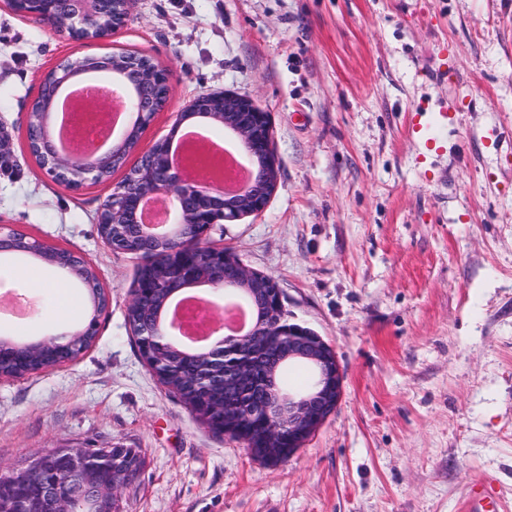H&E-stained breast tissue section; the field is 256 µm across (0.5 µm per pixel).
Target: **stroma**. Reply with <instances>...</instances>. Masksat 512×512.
Returning a JSON list of instances; mask_svg holds the SVG:
<instances>
[{"label":"stroma","mask_w":512,"mask_h":512,"mask_svg":"<svg viewBox=\"0 0 512 512\" xmlns=\"http://www.w3.org/2000/svg\"><path fill=\"white\" fill-rule=\"evenodd\" d=\"M126 52L168 69L165 108L141 149L169 137L198 94L250 95L280 163L265 210L216 225L281 291L288 323L336 352V410L282 463L205 425L159 383L131 334L142 264L102 239V204L138 161L74 192L27 148L43 74ZM448 112L435 141L409 120ZM0 225L96 270L110 306L76 361L0 380V472L52 448H133L142 466L117 512H461L491 482L512 512V0H134L112 39L78 45L0 0ZM35 257L0 261V336L67 326Z\"/></svg>","instance_id":"1"}]
</instances>
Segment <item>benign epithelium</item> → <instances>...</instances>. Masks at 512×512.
I'll use <instances>...</instances> for the list:
<instances>
[{
    "instance_id": "1",
    "label": "benign epithelium",
    "mask_w": 512,
    "mask_h": 512,
    "mask_svg": "<svg viewBox=\"0 0 512 512\" xmlns=\"http://www.w3.org/2000/svg\"><path fill=\"white\" fill-rule=\"evenodd\" d=\"M70 28L67 38L82 44L85 33L95 29L96 20L107 11L108 0H66ZM53 0H11L14 13L22 17L52 19ZM85 73L120 74L123 85L134 93L127 96V111L136 114L134 128L146 127L166 102H155L150 94L154 82L170 97L168 69L118 62L112 55L83 56L64 61L47 71L42 79L48 92L35 98L27 125V147L33 156L45 159L43 169L72 191L105 177L107 160H117L138 147L130 136L104 154L88 146L67 151L57 147L52 132L51 109L59 90ZM114 89L90 95L84 107L89 113L107 110ZM204 118L232 131L247 150L254 179L242 191L226 195L205 183H188L171 161L170 140L154 143L141 153L133 175L115 187L100 210L101 237L113 250L147 258L146 273L138 276L132 289L129 314H145L132 329L143 360L156 377L163 372L182 374L184 383L204 393L224 387L240 391L235 406L188 407L212 429L234 436L247 444L257 459L277 463L302 448L327 417L337 408L343 393L344 376L333 348L311 330L288 323L282 298L273 278L252 272L227 248L204 245L214 225L260 213L275 192L279 159L273 145L269 115L251 97L235 93H202L178 114L175 126L192 118ZM159 199L177 205L175 219L162 234L150 231L140 220L144 205ZM39 241L9 225H0V257H38L82 280L92 267L73 253L54 248L37 249ZM231 288L249 304L253 314L250 330L242 335L218 334L203 348L183 345L166 324L169 304L189 288ZM109 296L97 291L93 312L82 329L47 336L36 342L16 343L0 339L4 355L27 364L49 353L56 365L77 359L95 340L100 317L109 307ZM172 356L156 362L158 349ZM303 360L313 371L309 387L294 391L281 386L276 372L285 362ZM121 456L129 471L140 468L141 460L131 448H55L33 457L18 469L0 477V512H72L77 498L96 505V512H115V493L124 481L114 475L115 456Z\"/></svg>"
}]
</instances>
